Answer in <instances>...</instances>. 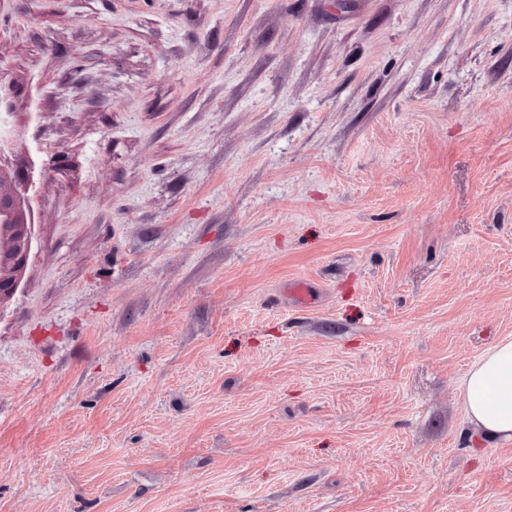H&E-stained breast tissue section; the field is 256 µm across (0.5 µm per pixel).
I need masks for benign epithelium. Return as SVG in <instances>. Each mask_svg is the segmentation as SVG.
<instances>
[{"instance_id": "benign-epithelium-1", "label": "benign epithelium", "mask_w": 512, "mask_h": 512, "mask_svg": "<svg viewBox=\"0 0 512 512\" xmlns=\"http://www.w3.org/2000/svg\"><path fill=\"white\" fill-rule=\"evenodd\" d=\"M13 136V129L0 114V172L4 166L12 168L16 189L0 190V304L18 288L32 246L28 193L32 182L27 165L5 155V145Z\"/></svg>"}]
</instances>
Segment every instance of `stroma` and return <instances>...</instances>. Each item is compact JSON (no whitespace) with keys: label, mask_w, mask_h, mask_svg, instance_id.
Listing matches in <instances>:
<instances>
[{"label":"stroma","mask_w":512,"mask_h":512,"mask_svg":"<svg viewBox=\"0 0 512 512\" xmlns=\"http://www.w3.org/2000/svg\"><path fill=\"white\" fill-rule=\"evenodd\" d=\"M0 108V512H512V0H0ZM0 113V305L18 288L19 279L25 270L32 246L31 220L28 208V193L32 182L27 165L5 155V145L13 136V129ZM10 165L16 189L3 192L2 171ZM459 394L473 438L512 442V337L498 340L471 362Z\"/></svg>","instance_id":"stroma-1"}]
</instances>
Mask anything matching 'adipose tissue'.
Masks as SVG:
<instances>
[{
	"instance_id": "1",
	"label": "adipose tissue",
	"mask_w": 512,
	"mask_h": 512,
	"mask_svg": "<svg viewBox=\"0 0 512 512\" xmlns=\"http://www.w3.org/2000/svg\"><path fill=\"white\" fill-rule=\"evenodd\" d=\"M459 394L472 437L512 442V337L471 362Z\"/></svg>"
}]
</instances>
